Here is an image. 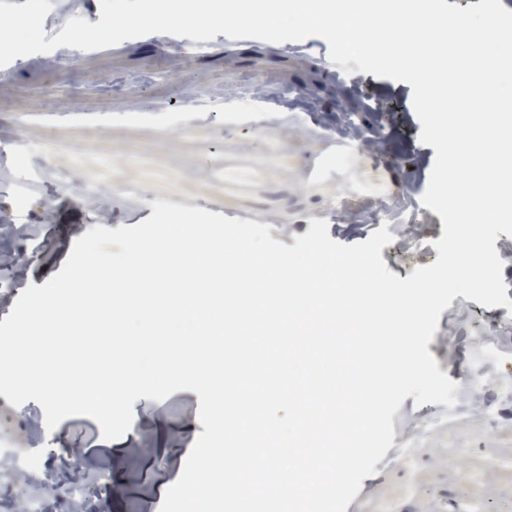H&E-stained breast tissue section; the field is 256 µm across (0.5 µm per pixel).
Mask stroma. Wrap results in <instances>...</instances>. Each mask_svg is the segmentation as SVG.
I'll return each instance as SVG.
<instances>
[{"mask_svg": "<svg viewBox=\"0 0 512 512\" xmlns=\"http://www.w3.org/2000/svg\"><path fill=\"white\" fill-rule=\"evenodd\" d=\"M43 29L58 35L73 17L100 19L99 0H50ZM408 83L370 73L346 74L307 41H208L152 34L85 52L61 47L15 59L0 73V215L11 246L30 256L25 273L0 288V320L28 285H44L95 226L115 229L149 218L161 200L266 224L294 245L311 220L328 223L332 240L366 241L373 224L354 219L374 189L395 198L420 226L406 245H385L387 269L407 278L438 258L441 217L421 203L435 157L423 144ZM322 166L317 178L306 171ZM101 182L104 209L91 206L57 176ZM512 323L504 306L456 296L428 344L438 368L456 382L457 406L416 405L407 396L393 416L392 452L359 512H465L490 508L512 490ZM482 374L481 416L459 401ZM198 395L179 390L164 401L138 399L130 442L118 457L100 455L99 424L86 416L54 431L27 435L26 417L43 416L35 401L0 395V431L15 432L40 465L64 473L72 449L85 470L111 468L126 482L115 512H154L180 476L203 430ZM176 428L158 436L148 416ZM191 424L192 433L179 432Z\"/></svg>", "mask_w": 512, "mask_h": 512, "instance_id": "obj_1", "label": "stroma"}]
</instances>
